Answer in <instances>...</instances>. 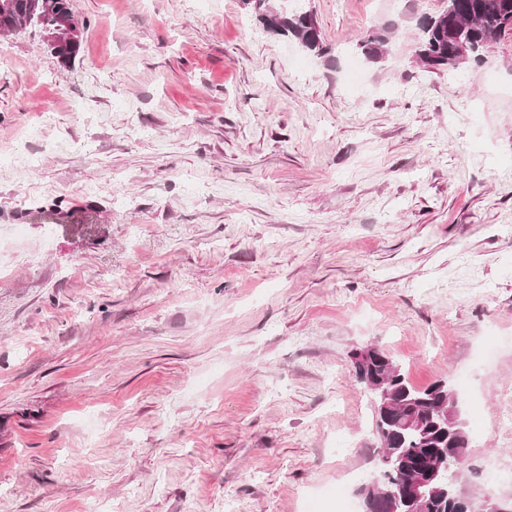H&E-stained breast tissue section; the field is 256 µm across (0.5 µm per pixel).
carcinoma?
<instances>
[{"mask_svg": "<svg viewBox=\"0 0 512 512\" xmlns=\"http://www.w3.org/2000/svg\"><path fill=\"white\" fill-rule=\"evenodd\" d=\"M243 3L267 32L294 39L308 53L330 54L317 23L303 18L302 11L277 9L269 0ZM71 14L69 0H0V34L54 28L61 16ZM417 22L416 64L433 72H451L484 59L512 25V0H452L450 13L423 15ZM394 30L389 25L374 28L355 49L377 63ZM350 362L359 385L367 390L380 383L390 394L387 409H380L379 401L374 403L381 465L372 476L377 487L365 494L373 503L362 512H477L479 504L459 493L452 479L467 448L466 436L448 414L456 389L442 379L424 388L413 386L403 366L375 345L362 354L351 353ZM450 441L456 444L457 456L445 461V474L430 483L425 497L395 504L390 492L419 474Z\"/></svg>", "mask_w": 512, "mask_h": 512, "instance_id": "carcinoma-1", "label": "carcinoma"}]
</instances>
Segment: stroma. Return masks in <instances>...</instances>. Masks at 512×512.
Returning a JSON list of instances; mask_svg holds the SVG:
<instances>
[{
	"instance_id": "35a3bbf8",
	"label": "stroma",
	"mask_w": 512,
	"mask_h": 512,
	"mask_svg": "<svg viewBox=\"0 0 512 512\" xmlns=\"http://www.w3.org/2000/svg\"><path fill=\"white\" fill-rule=\"evenodd\" d=\"M70 5L72 64L0 35V512H333L369 344L459 390L457 489L512 507V30L433 73L446 0H302L322 58L242 0ZM395 26L384 25L373 28L364 35L355 45V49L370 62H380L384 55L385 45L390 35L394 32Z\"/></svg>"
}]
</instances>
